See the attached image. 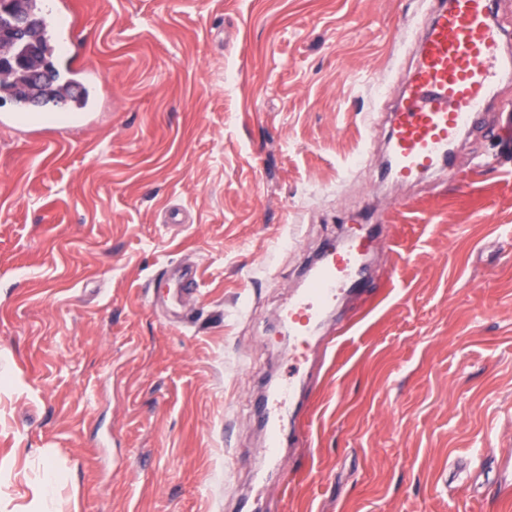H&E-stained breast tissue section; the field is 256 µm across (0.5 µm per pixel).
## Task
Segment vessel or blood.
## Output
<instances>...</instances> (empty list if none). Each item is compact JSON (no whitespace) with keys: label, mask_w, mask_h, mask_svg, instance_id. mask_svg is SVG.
I'll return each instance as SVG.
<instances>
[{"label":"vessel or blood","mask_w":512,"mask_h":512,"mask_svg":"<svg viewBox=\"0 0 512 512\" xmlns=\"http://www.w3.org/2000/svg\"><path fill=\"white\" fill-rule=\"evenodd\" d=\"M47 21L64 48L59 78L69 83L73 99H90L99 77L81 64L84 47L73 37L76 20L65 14L60 0H53ZM506 39L495 0H440L404 80L401 101L389 116V176L407 181L432 170L446 158L449 144L477 122L496 83L512 75V51L505 49ZM381 236L382 227L376 224L349 245L326 244L283 317L289 335H315L323 314L342 290H369L363 258ZM294 393V383L288 382L265 399L269 456H277L282 446L279 421L292 407Z\"/></svg>","instance_id":"vessel-or-blood-1"}]
</instances>
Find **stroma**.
Masks as SVG:
<instances>
[{
	"label": "stroma",
	"mask_w": 512,
	"mask_h": 512,
	"mask_svg": "<svg viewBox=\"0 0 512 512\" xmlns=\"http://www.w3.org/2000/svg\"><path fill=\"white\" fill-rule=\"evenodd\" d=\"M73 2L96 111L0 127V512L51 477L57 512H505L493 464L448 475L512 452V81L394 185L432 0ZM383 218L374 295L287 345L307 259ZM291 373L271 464L255 408Z\"/></svg>",
	"instance_id": "35a3bbf8"
}]
</instances>
